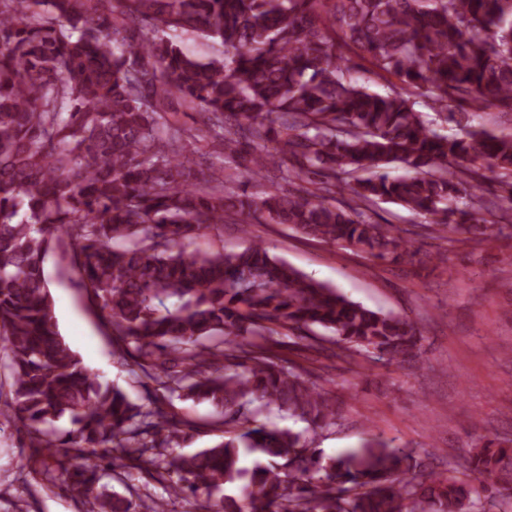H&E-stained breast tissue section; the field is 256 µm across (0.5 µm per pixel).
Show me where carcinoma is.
<instances>
[{
  "mask_svg": "<svg viewBox=\"0 0 512 512\" xmlns=\"http://www.w3.org/2000/svg\"><path fill=\"white\" fill-rule=\"evenodd\" d=\"M212 43L202 58L179 36ZM399 86L346 77L353 58ZM512 114V0H0V415L25 430L20 460L62 480L90 512H131L101 484L130 466L209 512H512V439H488L471 477L423 468L367 436L326 457L300 432L252 425L275 408L315 426L336 417L280 337L338 359L404 364L421 334L270 255L189 253L184 241L233 218L286 224L373 262L415 254L413 231L376 224L379 201L448 240L483 241L507 208L467 199L483 168L512 173V136L448 137L415 108ZM195 114L192 125L178 113ZM224 158L200 181L203 141ZM400 163L410 174L375 170ZM270 166L302 186L238 191ZM348 198L336 200V195ZM58 246L122 354L165 391L137 403L92 377L61 337L45 261ZM208 402L234 429L191 454L171 398ZM67 419L71 427L56 422ZM258 453L265 463L244 465ZM238 485L240 494L223 493Z\"/></svg>",
  "mask_w": 512,
  "mask_h": 512,
  "instance_id": "1",
  "label": "carcinoma"
}]
</instances>
